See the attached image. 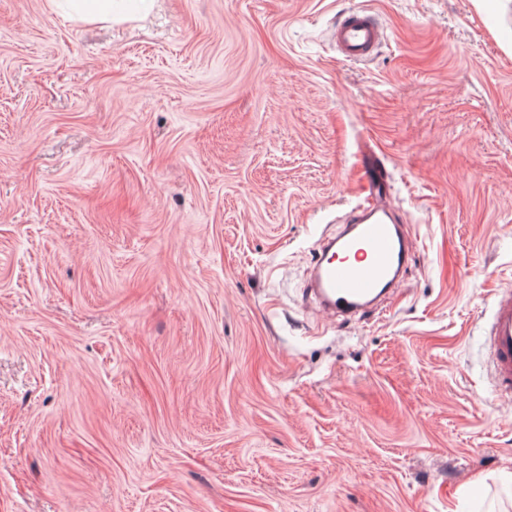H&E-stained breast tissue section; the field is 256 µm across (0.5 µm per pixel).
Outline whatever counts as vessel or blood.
Listing matches in <instances>:
<instances>
[{"label":"vessel or blood","mask_w":512,"mask_h":512,"mask_svg":"<svg viewBox=\"0 0 512 512\" xmlns=\"http://www.w3.org/2000/svg\"><path fill=\"white\" fill-rule=\"evenodd\" d=\"M384 32L366 10L345 17L332 40L348 60H363L377 50ZM368 195L356 209L348 231L327 242L313 262L311 286L322 306L333 312L357 315L395 284L407 261L408 245L402 229L380 214V183H368ZM490 353L497 395L512 397V289L497 300L491 325Z\"/></svg>","instance_id":"vessel-or-blood-1"}]
</instances>
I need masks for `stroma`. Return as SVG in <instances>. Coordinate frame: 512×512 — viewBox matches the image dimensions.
<instances>
[{
	"label": "stroma",
	"mask_w": 512,
	"mask_h": 512,
	"mask_svg": "<svg viewBox=\"0 0 512 512\" xmlns=\"http://www.w3.org/2000/svg\"><path fill=\"white\" fill-rule=\"evenodd\" d=\"M372 158L409 258L329 317ZM506 287L512 0H0V512H512ZM72 2L74 8L82 16L92 20L109 21L112 15L124 12L129 8H139L137 2L144 0H66ZM384 32L377 18L367 10L345 17L333 30L332 40L339 54L348 60H364L377 50ZM490 353L499 398L512 397V289H504L497 300L491 325Z\"/></svg>",
	"instance_id": "35a3bbf8"
}]
</instances>
